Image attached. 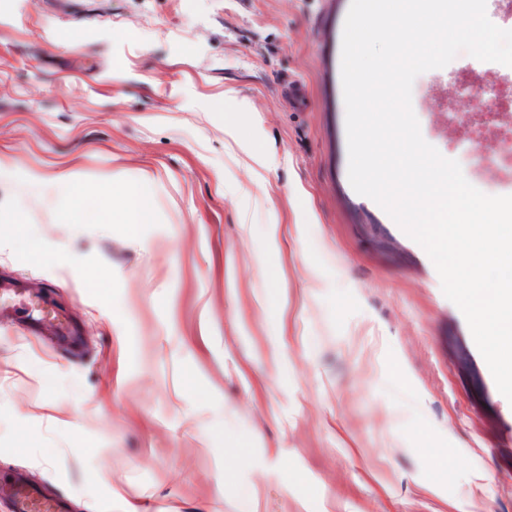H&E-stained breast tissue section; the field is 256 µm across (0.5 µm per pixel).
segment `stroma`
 Wrapping results in <instances>:
<instances>
[{
	"label": "stroma",
	"mask_w": 512,
	"mask_h": 512,
	"mask_svg": "<svg viewBox=\"0 0 512 512\" xmlns=\"http://www.w3.org/2000/svg\"><path fill=\"white\" fill-rule=\"evenodd\" d=\"M350 3L0 0V280L78 331L0 313L1 481L71 512H512V402L348 179ZM462 74L492 79L462 52L412 86L447 158ZM117 185L130 201L129 207L122 214V218L129 224H150L153 223V211L151 205L140 196L138 191L129 186L126 182L119 181Z\"/></svg>",
	"instance_id": "obj_1"
}]
</instances>
